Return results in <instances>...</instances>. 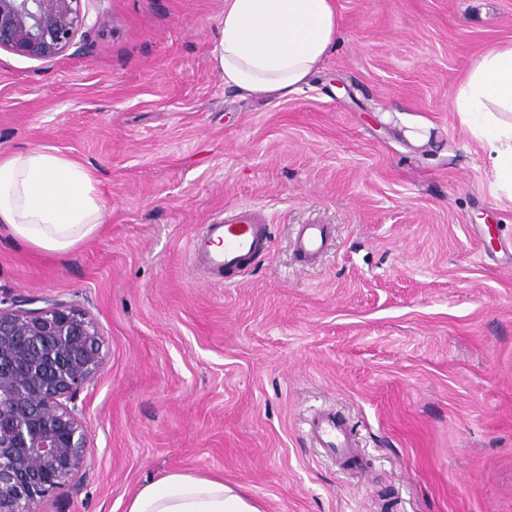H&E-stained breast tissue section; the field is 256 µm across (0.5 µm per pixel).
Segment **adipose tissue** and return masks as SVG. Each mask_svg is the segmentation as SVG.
Listing matches in <instances>:
<instances>
[{
  "label": "adipose tissue",
  "instance_id": "adipose-tissue-1",
  "mask_svg": "<svg viewBox=\"0 0 512 512\" xmlns=\"http://www.w3.org/2000/svg\"><path fill=\"white\" fill-rule=\"evenodd\" d=\"M338 35L333 0H224L212 58L239 94L286 100L303 91ZM456 109L486 151L497 186L512 192V45L476 59ZM107 216L90 172L58 150L38 146L0 155V224L51 254L93 239ZM127 512H260L220 478L173 472L145 484Z\"/></svg>",
  "mask_w": 512,
  "mask_h": 512
}]
</instances>
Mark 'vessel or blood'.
<instances>
[{
  "label": "vessel or blood",
  "instance_id": "b4317fda",
  "mask_svg": "<svg viewBox=\"0 0 512 512\" xmlns=\"http://www.w3.org/2000/svg\"><path fill=\"white\" fill-rule=\"evenodd\" d=\"M271 226L263 209L239 207L225 210L216 221L203 225L190 240L189 259L193 266L212 273L241 272L269 252ZM295 251L310 263L322 262L330 247V229L325 224H300L294 232ZM309 435L325 454L339 461L358 455L355 435L336 412L323 409L308 422Z\"/></svg>",
  "mask_w": 512,
  "mask_h": 512
}]
</instances>
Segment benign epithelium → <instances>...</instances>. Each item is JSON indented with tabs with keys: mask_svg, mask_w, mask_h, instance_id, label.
I'll use <instances>...</instances> for the list:
<instances>
[{
	"mask_svg": "<svg viewBox=\"0 0 512 512\" xmlns=\"http://www.w3.org/2000/svg\"><path fill=\"white\" fill-rule=\"evenodd\" d=\"M83 0H0V50L34 60L63 55L87 22ZM0 307V512H42L77 492L92 462L76 404L105 370L104 337L86 313L43 299Z\"/></svg>",
	"mask_w": 512,
	"mask_h": 512,
	"instance_id": "benign-epithelium-1",
	"label": "benign epithelium"
}]
</instances>
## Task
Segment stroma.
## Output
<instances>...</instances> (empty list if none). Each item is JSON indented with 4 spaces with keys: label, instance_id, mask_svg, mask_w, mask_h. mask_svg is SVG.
<instances>
[{
    "label": "stroma",
    "instance_id": "stroma-1",
    "mask_svg": "<svg viewBox=\"0 0 512 512\" xmlns=\"http://www.w3.org/2000/svg\"><path fill=\"white\" fill-rule=\"evenodd\" d=\"M335 2L338 39L288 100L225 89L224 0H85L62 56L0 50V152L57 149L108 210L60 255L0 227V305L58 299L106 338L77 399L91 469L42 512H127L171 472L262 512H512V198L455 108L512 43V0ZM239 204L264 208L270 253L207 281L190 239ZM311 222L333 230L317 266L290 246ZM323 405L356 428L354 467L307 436ZM399 117L406 127L405 134L410 141L428 142L430 125L426 121L410 114H400Z\"/></svg>",
    "mask_w": 512,
    "mask_h": 512
}]
</instances>
